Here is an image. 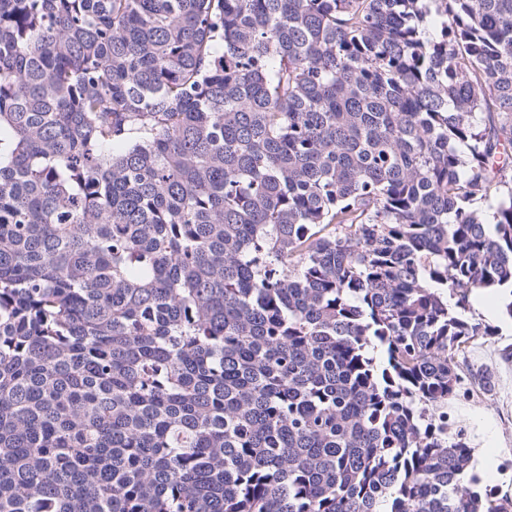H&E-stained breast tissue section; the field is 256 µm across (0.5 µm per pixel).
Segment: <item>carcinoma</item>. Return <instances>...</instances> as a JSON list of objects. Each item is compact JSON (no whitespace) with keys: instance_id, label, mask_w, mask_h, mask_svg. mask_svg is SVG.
Returning a JSON list of instances; mask_svg holds the SVG:
<instances>
[{"instance_id":"carcinoma-1","label":"carcinoma","mask_w":512,"mask_h":512,"mask_svg":"<svg viewBox=\"0 0 512 512\" xmlns=\"http://www.w3.org/2000/svg\"><path fill=\"white\" fill-rule=\"evenodd\" d=\"M486 288L512 0H0V512H512ZM510 300V298H509ZM508 300V301H509ZM472 317L489 325L493 329L492 336H478L468 344L465 361L470 366H483L490 369L495 376V388L489 394L482 393L478 388L474 398L469 391L459 390L448 399L447 404L429 406V413L435 415L448 411V435L456 437L459 429L463 431V440L472 448V465L485 482L501 493L512 496V470L505 472L500 468L501 456L512 451V358L504 359L502 350L512 349V320L508 318L505 326L498 316V311L505 314V304L501 297H486L495 311L489 314L483 307L478 294L474 292L470 298ZM478 460L487 461L484 467H477ZM496 461V468H495Z\"/></svg>"}]
</instances>
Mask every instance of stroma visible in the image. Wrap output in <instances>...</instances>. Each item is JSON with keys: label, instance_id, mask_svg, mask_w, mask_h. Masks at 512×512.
Returning <instances> with one entry per match:
<instances>
[{"label": "stroma", "instance_id": "35a3bbf8", "mask_svg": "<svg viewBox=\"0 0 512 512\" xmlns=\"http://www.w3.org/2000/svg\"><path fill=\"white\" fill-rule=\"evenodd\" d=\"M474 318L489 325L491 335L480 336L468 344L465 361L472 366L490 369L495 376V388L490 393L468 394L459 390L447 404L430 406L431 414L448 415L449 435H462L472 450L473 460L479 461V474L485 484L512 496V470L498 468L505 452L512 451V358L504 359L503 350L512 349V321L502 322L498 312L504 309L501 297L491 296L480 301L471 296Z\"/></svg>", "mask_w": 512, "mask_h": 512}]
</instances>
